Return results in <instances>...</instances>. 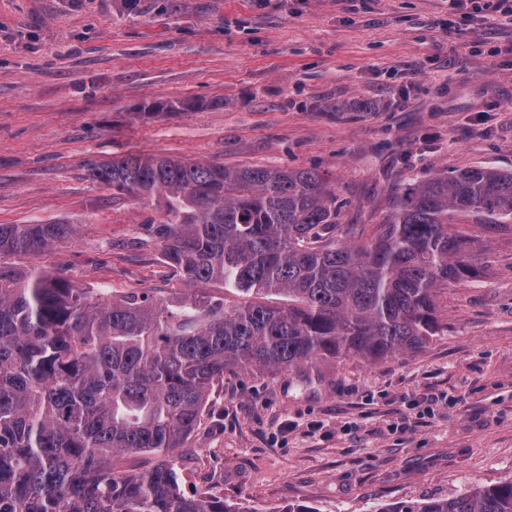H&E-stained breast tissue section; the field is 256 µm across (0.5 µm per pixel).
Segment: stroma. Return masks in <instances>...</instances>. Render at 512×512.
<instances>
[{
	"label": "stroma",
	"mask_w": 512,
	"mask_h": 512,
	"mask_svg": "<svg viewBox=\"0 0 512 512\" xmlns=\"http://www.w3.org/2000/svg\"><path fill=\"white\" fill-rule=\"evenodd\" d=\"M131 154L317 169L364 239L409 183L512 169V23L448 0H0V224L76 228L22 266L185 292L143 231L161 212L83 169ZM471 258L419 352L226 372L182 490L377 512L512 479V224Z\"/></svg>",
	"instance_id": "1"
}]
</instances>
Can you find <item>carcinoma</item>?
<instances>
[{
    "instance_id": "carcinoma-1",
    "label": "carcinoma",
    "mask_w": 512,
    "mask_h": 512,
    "mask_svg": "<svg viewBox=\"0 0 512 512\" xmlns=\"http://www.w3.org/2000/svg\"><path fill=\"white\" fill-rule=\"evenodd\" d=\"M86 171L163 212L144 231L196 292L117 295L24 270L15 258L74 225L0 224V512H241L185 493L175 469L224 373L419 351L441 330L440 287L474 273L459 225L512 220V171L486 166L408 185L362 242L343 239L346 201L317 170L129 155ZM209 283L247 301L230 308ZM125 455L156 462L115 471ZM378 512H512V480Z\"/></svg>"
}]
</instances>
